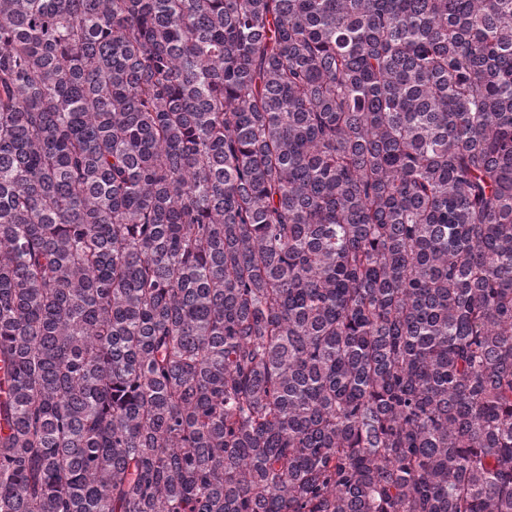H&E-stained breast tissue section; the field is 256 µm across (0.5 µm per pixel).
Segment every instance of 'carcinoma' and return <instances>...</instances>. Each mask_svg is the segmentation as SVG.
<instances>
[{"mask_svg":"<svg viewBox=\"0 0 512 512\" xmlns=\"http://www.w3.org/2000/svg\"><path fill=\"white\" fill-rule=\"evenodd\" d=\"M0 512H512V0H0Z\"/></svg>","mask_w":512,"mask_h":512,"instance_id":"cac0c4a2","label":"carcinoma"}]
</instances>
